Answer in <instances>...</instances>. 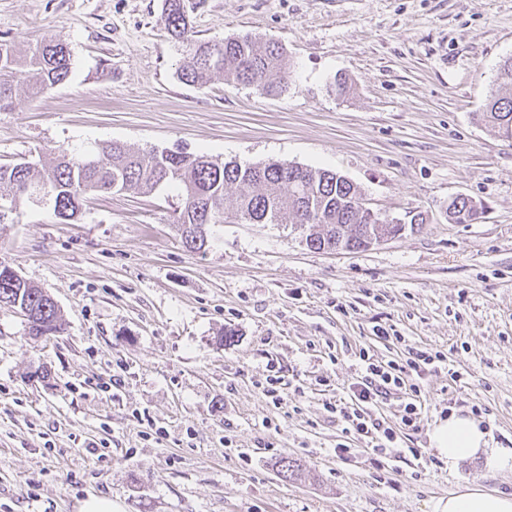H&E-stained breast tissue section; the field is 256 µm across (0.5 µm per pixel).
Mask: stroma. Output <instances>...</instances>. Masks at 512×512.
<instances>
[{"instance_id": "obj_1", "label": "stroma", "mask_w": 512, "mask_h": 512, "mask_svg": "<svg viewBox=\"0 0 512 512\" xmlns=\"http://www.w3.org/2000/svg\"><path fill=\"white\" fill-rule=\"evenodd\" d=\"M186 5L198 39L282 44L285 90L180 81L164 0H0L17 51L50 36L72 55L67 83L0 108V165L40 169L112 141L279 160L427 221L338 253L291 224L224 223L201 254L170 189L90 195L69 222L41 204L6 213L0 261L54 298L64 329L31 339L0 307V512H76L94 493L122 512H434L466 481L512 494L511 473L449 469L428 441L436 419L473 411L512 448V139L479 119L512 56V0ZM459 195L483 206L480 222L449 223ZM363 348L448 360L426 373L395 457L329 409L348 402ZM272 368L287 384L278 405L263 393ZM340 443L352 454L337 457Z\"/></svg>"}]
</instances>
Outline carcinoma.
<instances>
[{"label": "carcinoma", "instance_id": "obj_1", "mask_svg": "<svg viewBox=\"0 0 512 512\" xmlns=\"http://www.w3.org/2000/svg\"><path fill=\"white\" fill-rule=\"evenodd\" d=\"M165 27L177 42L186 45L178 78L187 84L203 85L214 74L238 84L255 86L267 94L283 92L290 77L286 52L277 41H258L237 35L221 41H199L189 28L184 0H165ZM16 78V84L31 97L61 85L71 75V52L64 43L43 38L30 46L29 54L15 53L10 41L0 39V76ZM499 91L486 100L482 118L507 135H512V57L497 70ZM96 164L89 165L86 159ZM172 187L180 204L176 223L185 226L184 245L191 252L204 253L209 235L202 227L224 224L228 219L248 224L299 223L308 215L321 231L305 236L315 250L352 251L371 246L369 235L396 236L403 224L379 223L378 214L362 209L359 186L336 172L284 161L241 165L223 162L206 154L158 150H132L113 141L87 149L79 155L59 151L56 163L35 173L28 163L0 165V202L14 209L23 201L53 207L65 221L81 213L91 193L110 194L137 190L152 194ZM235 192V207L224 209V192ZM483 208L467 197L457 196L448 204V222L472 224ZM0 262V303L15 304L23 316H32L55 332L63 322L50 294L21 276L6 273Z\"/></svg>", "mask_w": 512, "mask_h": 512}]
</instances>
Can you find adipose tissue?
Here are the masks:
<instances>
[{
	"label": "adipose tissue",
	"mask_w": 512,
	"mask_h": 512,
	"mask_svg": "<svg viewBox=\"0 0 512 512\" xmlns=\"http://www.w3.org/2000/svg\"><path fill=\"white\" fill-rule=\"evenodd\" d=\"M428 439L431 448L447 460L449 467L481 458L490 471L512 472V448L493 446L487 431L470 414L455 412L438 420L432 425ZM436 512H512V495L465 482L447 500L438 502Z\"/></svg>",
	"instance_id": "ef3b65f1"
}]
</instances>
